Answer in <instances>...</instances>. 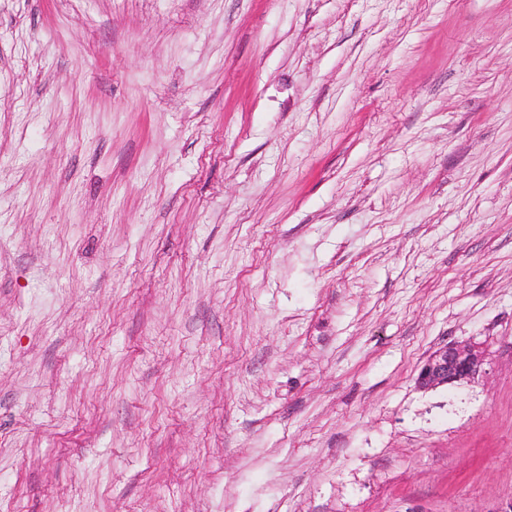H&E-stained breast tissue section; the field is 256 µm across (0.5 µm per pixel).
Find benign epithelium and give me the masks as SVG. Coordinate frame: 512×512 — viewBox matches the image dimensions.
<instances>
[{"label":"benign epithelium","mask_w":512,"mask_h":512,"mask_svg":"<svg viewBox=\"0 0 512 512\" xmlns=\"http://www.w3.org/2000/svg\"><path fill=\"white\" fill-rule=\"evenodd\" d=\"M487 365L486 350L472 341H454L431 352L418 372L421 389L470 382L483 373Z\"/></svg>","instance_id":"1"}]
</instances>
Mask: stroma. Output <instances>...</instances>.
Segmentation results:
<instances>
[{
    "label": "stroma",
    "instance_id": "obj_1",
    "mask_svg": "<svg viewBox=\"0 0 512 512\" xmlns=\"http://www.w3.org/2000/svg\"><path fill=\"white\" fill-rule=\"evenodd\" d=\"M510 500L512 0H0V512ZM486 350L472 341H454L431 352L418 372L416 382L421 389L471 382L487 365Z\"/></svg>",
    "mask_w": 512,
    "mask_h": 512
}]
</instances>
